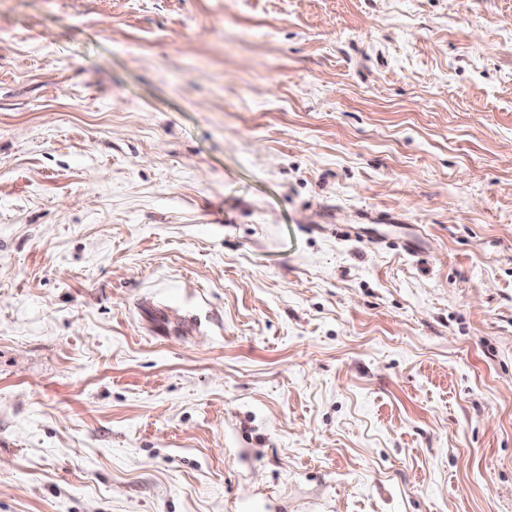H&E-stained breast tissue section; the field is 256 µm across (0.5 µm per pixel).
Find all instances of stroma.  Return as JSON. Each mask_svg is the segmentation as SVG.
Segmentation results:
<instances>
[{"label":"stroma","mask_w":512,"mask_h":512,"mask_svg":"<svg viewBox=\"0 0 512 512\" xmlns=\"http://www.w3.org/2000/svg\"><path fill=\"white\" fill-rule=\"evenodd\" d=\"M0 512H512V0H0Z\"/></svg>","instance_id":"1"}]
</instances>
